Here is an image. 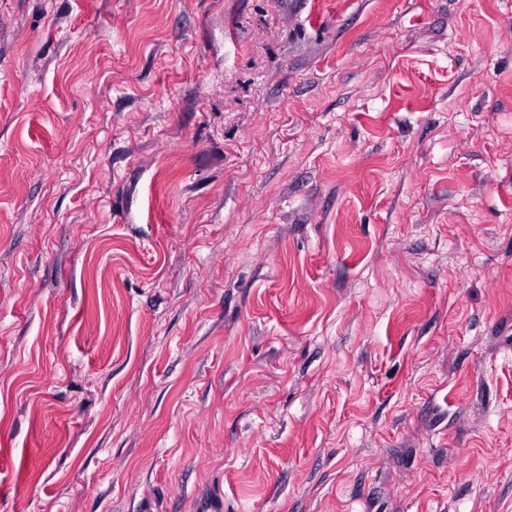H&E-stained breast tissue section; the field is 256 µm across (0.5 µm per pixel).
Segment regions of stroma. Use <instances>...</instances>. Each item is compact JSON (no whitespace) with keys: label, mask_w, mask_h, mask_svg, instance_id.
<instances>
[{"label":"stroma","mask_w":512,"mask_h":512,"mask_svg":"<svg viewBox=\"0 0 512 512\" xmlns=\"http://www.w3.org/2000/svg\"><path fill=\"white\" fill-rule=\"evenodd\" d=\"M512 512V0H0V512Z\"/></svg>","instance_id":"1"}]
</instances>
